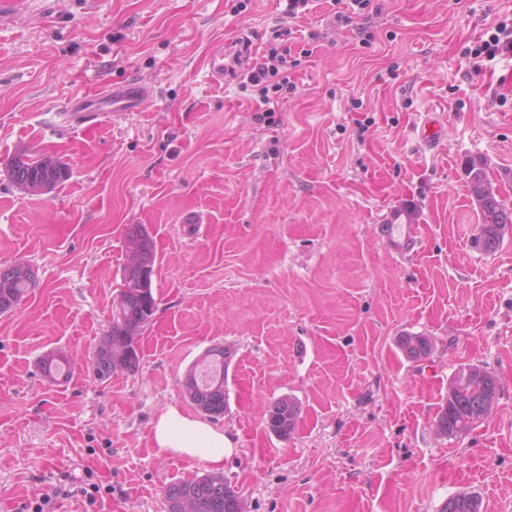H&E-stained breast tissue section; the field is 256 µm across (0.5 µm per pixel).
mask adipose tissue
<instances>
[{
    "mask_svg": "<svg viewBox=\"0 0 512 512\" xmlns=\"http://www.w3.org/2000/svg\"><path fill=\"white\" fill-rule=\"evenodd\" d=\"M158 448L170 454L200 459L214 470H221L224 453L230 446L222 429L209 421L182 412L174 404L167 405L153 423Z\"/></svg>",
    "mask_w": 512,
    "mask_h": 512,
    "instance_id": "obj_1",
    "label": "adipose tissue"
}]
</instances>
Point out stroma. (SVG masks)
Segmentation results:
<instances>
[{
    "instance_id": "1",
    "label": "stroma",
    "mask_w": 512,
    "mask_h": 512,
    "mask_svg": "<svg viewBox=\"0 0 512 512\" xmlns=\"http://www.w3.org/2000/svg\"><path fill=\"white\" fill-rule=\"evenodd\" d=\"M371 23L318 33L271 120L237 82L209 80L213 44L263 52L278 0H28L0 25V264L38 288L0 314V512L85 471L111 484L95 512H163L169 483L208 464L161 451L166 405L210 347L233 351L218 425L245 512H442L460 493L512 512V225L481 250L465 176L483 161L512 206V55L474 67L473 40L512 0H381ZM369 27L364 42L360 27ZM133 80L140 111L72 117L69 99ZM442 136L418 137L426 120ZM68 163L43 195L10 183L20 154ZM156 241L158 310L137 372L88 367L122 284L127 225ZM379 224H413L403 257ZM430 337L408 360L400 339ZM67 356L49 383L39 361ZM499 382L484 423L444 437L436 415L460 366ZM294 398V432L264 422Z\"/></svg>"
}]
</instances>
